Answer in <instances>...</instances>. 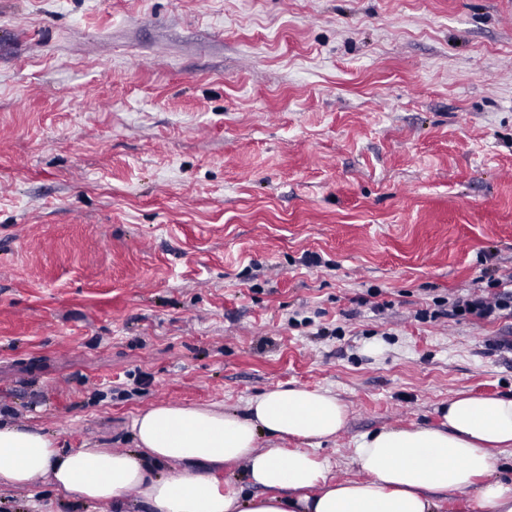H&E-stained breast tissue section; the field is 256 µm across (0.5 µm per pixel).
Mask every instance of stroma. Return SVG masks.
Returning a JSON list of instances; mask_svg holds the SVG:
<instances>
[{
	"mask_svg": "<svg viewBox=\"0 0 512 512\" xmlns=\"http://www.w3.org/2000/svg\"><path fill=\"white\" fill-rule=\"evenodd\" d=\"M488 269L512 0H0L1 421L131 448L152 406L304 387L347 406L317 453L353 478L359 436L512 396V316H428Z\"/></svg>",
	"mask_w": 512,
	"mask_h": 512,
	"instance_id": "stroma-1",
	"label": "stroma"
}]
</instances>
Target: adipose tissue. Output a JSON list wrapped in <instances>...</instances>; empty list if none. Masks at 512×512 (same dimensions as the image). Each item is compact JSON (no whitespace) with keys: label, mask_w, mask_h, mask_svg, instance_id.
<instances>
[{"label":"adipose tissue","mask_w":512,"mask_h":512,"mask_svg":"<svg viewBox=\"0 0 512 512\" xmlns=\"http://www.w3.org/2000/svg\"><path fill=\"white\" fill-rule=\"evenodd\" d=\"M347 407L318 390H272L247 414L158 405L133 420L135 448L62 453L26 422L0 424V484L50 481L57 494L131 512H439L443 495H469L475 512H512V478L500 456L512 448V397L466 392L448 401L446 427H386L352 451L358 478L330 475L315 446L343 429ZM299 439V448H263L261 434ZM173 471L157 473L159 464ZM244 469L245 485L225 481ZM255 487L252 495L244 486Z\"/></svg>","instance_id":"1"}]
</instances>
